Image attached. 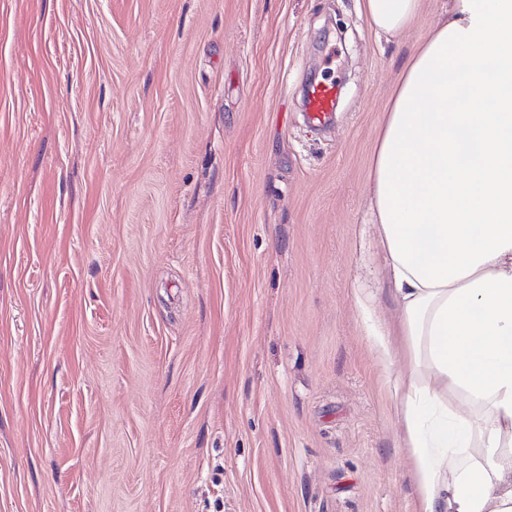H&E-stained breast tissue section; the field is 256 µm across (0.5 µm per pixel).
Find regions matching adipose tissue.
<instances>
[{
    "label": "adipose tissue",
    "instance_id": "1",
    "mask_svg": "<svg viewBox=\"0 0 512 512\" xmlns=\"http://www.w3.org/2000/svg\"><path fill=\"white\" fill-rule=\"evenodd\" d=\"M421 6L362 13L390 38ZM368 194L398 307L368 335L419 512H512V0H455L408 57Z\"/></svg>",
    "mask_w": 512,
    "mask_h": 512
}]
</instances>
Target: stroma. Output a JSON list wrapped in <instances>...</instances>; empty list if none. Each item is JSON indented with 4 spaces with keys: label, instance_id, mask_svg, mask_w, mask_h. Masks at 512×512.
<instances>
[{
    "label": "stroma",
    "instance_id": "35a3bbf8",
    "mask_svg": "<svg viewBox=\"0 0 512 512\" xmlns=\"http://www.w3.org/2000/svg\"><path fill=\"white\" fill-rule=\"evenodd\" d=\"M450 2L0 0V512H417L368 182ZM362 13L376 33L394 37L418 16L423 0H361ZM337 88L333 82H317L308 87V119L311 124L321 126L329 123L336 109Z\"/></svg>",
    "mask_w": 512,
    "mask_h": 512
}]
</instances>
